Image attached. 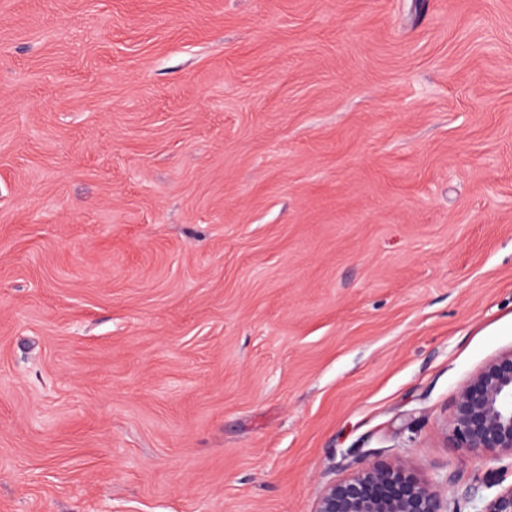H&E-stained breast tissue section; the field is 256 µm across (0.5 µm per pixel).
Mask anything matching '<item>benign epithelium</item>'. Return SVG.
<instances>
[{
    "label": "benign epithelium",
    "instance_id": "benign-epithelium-1",
    "mask_svg": "<svg viewBox=\"0 0 512 512\" xmlns=\"http://www.w3.org/2000/svg\"><path fill=\"white\" fill-rule=\"evenodd\" d=\"M458 447L482 451L512 470V350L488 361L458 392L448 422ZM473 512H512V484L475 499ZM315 512H461L448 478L425 482L404 462L368 463L322 487Z\"/></svg>",
    "mask_w": 512,
    "mask_h": 512
}]
</instances>
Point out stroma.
Wrapping results in <instances>:
<instances>
[{"mask_svg":"<svg viewBox=\"0 0 512 512\" xmlns=\"http://www.w3.org/2000/svg\"><path fill=\"white\" fill-rule=\"evenodd\" d=\"M512 350V0H0V512H315Z\"/></svg>","mask_w":512,"mask_h":512,"instance_id":"35a3bbf8","label":"stroma"}]
</instances>
